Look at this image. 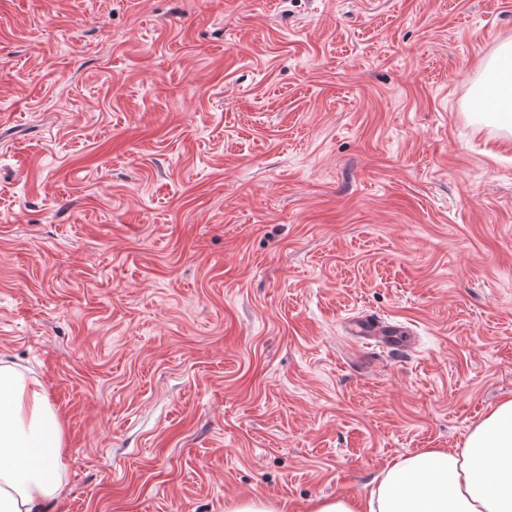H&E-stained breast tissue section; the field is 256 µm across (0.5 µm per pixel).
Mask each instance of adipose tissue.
<instances>
[{
    "label": "adipose tissue",
    "instance_id": "adipose-tissue-1",
    "mask_svg": "<svg viewBox=\"0 0 512 512\" xmlns=\"http://www.w3.org/2000/svg\"><path fill=\"white\" fill-rule=\"evenodd\" d=\"M495 91L491 117L512 131V41L473 92ZM59 415L41 384L0 363V512H51L64 491ZM309 512H512V399L495 406L457 450L391 460L366 494L314 500Z\"/></svg>",
    "mask_w": 512,
    "mask_h": 512
}]
</instances>
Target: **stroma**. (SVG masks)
I'll return each instance as SVG.
<instances>
[{
    "mask_svg": "<svg viewBox=\"0 0 512 512\" xmlns=\"http://www.w3.org/2000/svg\"><path fill=\"white\" fill-rule=\"evenodd\" d=\"M508 40L512 0H0V360L55 512H307L512 399ZM495 91L494 122L512 132V41L502 43L482 69L481 81L476 84L474 97L480 101L489 85ZM348 334L380 349L399 348L408 342L406 338L403 339L407 333L402 326L369 315L353 320L349 324ZM287 510V504L275 503L261 497L240 499L226 509L227 512H285Z\"/></svg>",
    "mask_w": 512,
    "mask_h": 512,
    "instance_id": "obj_1",
    "label": "stroma"
}]
</instances>
